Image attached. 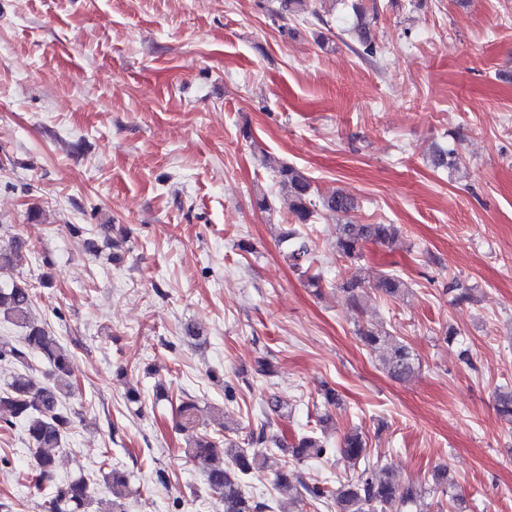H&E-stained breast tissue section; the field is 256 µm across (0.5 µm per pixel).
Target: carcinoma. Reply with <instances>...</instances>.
Returning a JSON list of instances; mask_svg holds the SVG:
<instances>
[{
    "instance_id": "cac0c4a2",
    "label": "carcinoma",
    "mask_w": 512,
    "mask_h": 512,
    "mask_svg": "<svg viewBox=\"0 0 512 512\" xmlns=\"http://www.w3.org/2000/svg\"><path fill=\"white\" fill-rule=\"evenodd\" d=\"M347 3L349 13L344 16L346 31L353 34L358 47L355 52L364 59H372L379 52V45L371 34L372 18L363 0H340ZM282 11L298 16L307 11L318 15L317 10H308L307 0H281ZM433 167L450 172L460 170L465 161L461 148L452 141L438 148L431 158ZM277 183L288 200L291 223L296 228L279 236V242L288 244V261L293 268L302 271L311 288L321 287V275L310 273L313 259L311 250L298 226L314 221L319 211L341 215L346 222L339 225L334 249L336 256L355 265L362 257L363 247L368 243L386 244L393 241L399 232L395 224H359L353 220L360 208L356 197L343 191L320 195L312 186L307 174L291 165L283 164L273 169ZM22 254V243L15 239L6 247H0V268L11 266ZM347 300L355 308L371 299V293L399 300L409 291L408 284L393 273L382 274L374 283L366 282L356 273H351L340 283ZM34 292L32 289L14 284L0 288V318L22 329L21 340L14 343L0 340V363L21 367L15 372L7 389L0 390V417L5 426L13 421L23 423L28 445L35 459L34 487L42 489L43 482L53 481V452L62 449L63 441L73 427L71 413L64 406V399L73 387V354L61 340L54 336L32 316ZM363 344L371 349L384 351L382 368L396 379L404 380L416 373L417 363L410 348L398 337L384 328L366 327L359 330ZM38 358L48 367L45 380L40 381L30 374L31 361ZM196 401L191 397L180 400L176 417L187 424L194 422ZM342 451L358 463L366 457V443L357 432L344 435ZM328 452L325 429L303 435L294 445L297 460H318ZM271 449L250 452L232 439L215 431L196 436L186 449V456L202 468L209 490L221 499L222 512H265L269 505L244 494L241 479L268 461ZM100 468L107 469L103 479L112 495L108 512H125V500L130 494L128 476L110 467L108 455H103ZM294 476L286 470H277L275 486L288 495L292 506L303 495L315 502L331 501L338 512H385L386 506L399 501L418 508L421 492L413 485H402L392 471L383 467L378 471L365 466L360 471L336 485L309 486L303 481L293 484ZM93 480L79 475L66 482L54 484L45 500L46 512H101L93 507L91 488ZM434 483L440 493L447 497L452 512H465L466 499L458 492L457 484L448 479V472L439 470L434 474Z\"/></svg>"
}]
</instances>
